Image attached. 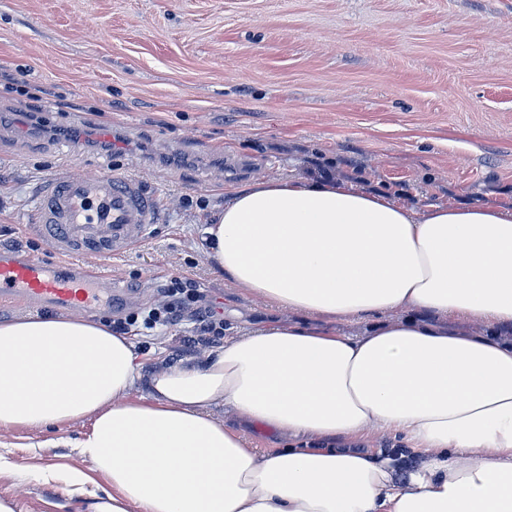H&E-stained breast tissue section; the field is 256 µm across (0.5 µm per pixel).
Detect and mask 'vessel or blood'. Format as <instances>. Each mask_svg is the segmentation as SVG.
<instances>
[{
    "label": "vessel or blood",
    "mask_w": 512,
    "mask_h": 512,
    "mask_svg": "<svg viewBox=\"0 0 512 512\" xmlns=\"http://www.w3.org/2000/svg\"><path fill=\"white\" fill-rule=\"evenodd\" d=\"M161 213L159 196L137 175L112 167L95 174L55 171L38 189L32 229L56 259L0 249V297L90 314L124 305L128 289L104 279L88 261L127 254Z\"/></svg>",
    "instance_id": "vessel-or-blood-1"
}]
</instances>
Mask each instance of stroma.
<instances>
[{
  "instance_id": "35a3bbf8",
  "label": "stroma",
  "mask_w": 512,
  "mask_h": 512,
  "mask_svg": "<svg viewBox=\"0 0 512 512\" xmlns=\"http://www.w3.org/2000/svg\"><path fill=\"white\" fill-rule=\"evenodd\" d=\"M111 134L121 170L164 210L128 254L94 265L157 302L174 277L216 302L225 336L275 322L216 277L203 230L224 187L321 168L417 208H512V0H0V230L52 259L31 214L60 167L57 128ZM180 328L134 326L151 363L183 359ZM90 421L0 434V498L84 512L59 467Z\"/></svg>"
}]
</instances>
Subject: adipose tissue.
<instances>
[{"label":"adipose tissue","mask_w":512,"mask_h":512,"mask_svg":"<svg viewBox=\"0 0 512 512\" xmlns=\"http://www.w3.org/2000/svg\"><path fill=\"white\" fill-rule=\"evenodd\" d=\"M226 195L209 264L287 321L152 368L89 319L0 322V432L89 420L75 447L111 489L86 512H512V209L419 210L333 178ZM394 318L392 313H383L370 316L362 321L336 323V330L346 335H358L367 327L377 324L391 322Z\"/></svg>","instance_id":"obj_1"}]
</instances>
